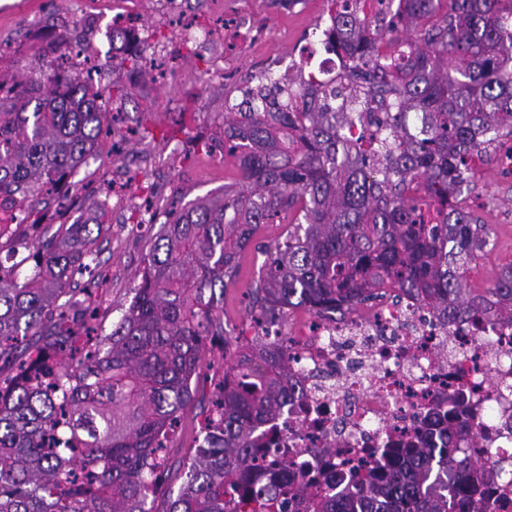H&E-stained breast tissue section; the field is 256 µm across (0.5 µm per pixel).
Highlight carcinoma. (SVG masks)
Here are the masks:
<instances>
[{
  "mask_svg": "<svg viewBox=\"0 0 512 512\" xmlns=\"http://www.w3.org/2000/svg\"><path fill=\"white\" fill-rule=\"evenodd\" d=\"M374 33L342 0L334 20L349 63L321 87L310 71L270 75L224 116V150L243 185L189 206L173 199L128 309L94 335L90 294L100 265L95 225L70 224L28 255L0 263V512H153L165 441L191 402L209 336L224 327V290L261 224L291 219L269 249L248 303L261 328L286 304L321 306L391 282L476 320L512 307V264L481 293L468 272L489 245L485 225L457 199L473 156L512 136V0H380ZM443 24L426 22L442 2ZM421 26L412 63L380 53L395 20ZM104 90L61 68L47 84L0 76V224L42 223L71 201L68 176L109 122ZM439 223H429L431 204ZM284 346L256 336L227 363L177 496L162 512H282L288 485L255 483L256 425L294 395ZM408 472L353 470L356 494L320 489L305 512H457L459 459L434 436L392 447Z\"/></svg>",
  "mask_w": 512,
  "mask_h": 512,
  "instance_id": "1",
  "label": "carcinoma"
}]
</instances>
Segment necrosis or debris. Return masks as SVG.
I'll return each mask as SVG.
<instances>
[{
  "label": "necrosis or debris",
  "mask_w": 512,
  "mask_h": 512,
  "mask_svg": "<svg viewBox=\"0 0 512 512\" xmlns=\"http://www.w3.org/2000/svg\"><path fill=\"white\" fill-rule=\"evenodd\" d=\"M287 334L298 386L258 438L287 451L296 494L315 489L330 456L358 465L368 449L406 440L435 409L462 400L468 410L449 426V445L467 453L479 442L487 465L461 473L457 487L482 481L491 512H512V476L497 467L512 463L511 315L448 321L390 284L361 303L299 311Z\"/></svg>",
  "instance_id": "obj_1"
}]
</instances>
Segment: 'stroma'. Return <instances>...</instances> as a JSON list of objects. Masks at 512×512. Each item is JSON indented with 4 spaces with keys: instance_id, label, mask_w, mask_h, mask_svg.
I'll return each instance as SVG.
<instances>
[{
    "instance_id": "1",
    "label": "stroma",
    "mask_w": 512,
    "mask_h": 512,
    "mask_svg": "<svg viewBox=\"0 0 512 512\" xmlns=\"http://www.w3.org/2000/svg\"><path fill=\"white\" fill-rule=\"evenodd\" d=\"M186 20L213 28L209 43L181 44L177 25L158 8H143L139 28L147 45L139 63L114 36L110 0H0V74L26 81L40 71H56L59 39L84 42L100 65L99 79L110 109L121 111V130L131 136L120 156L110 141L97 143L86 164L73 174L78 203L70 223H84L97 209L106 221L96 243L107 281L99 289L100 335H109L128 308L159 225L165 204L174 197L193 203L238 187L237 158L224 150V101L241 99L247 84L256 82L268 59L293 55L300 32L327 25L326 0H309L306 11L286 14L278 0H182ZM229 9L244 27L260 29V45L240 54L235 74L210 76L215 59L236 44L238 33L219 30L218 16ZM138 166L136 185L122 200L95 193L111 180L115 167ZM155 190L159 214L155 224H139L144 196L140 184ZM464 204L486 226L490 244L468 274L475 290L488 287L504 265L512 262V177L500 173L495 161L479 164ZM285 228L262 227L243 255L240 270L224 291V321L235 332L250 333L248 295L263 261L264 246L279 241ZM226 360L219 340L205 342L193 400L184 410L178 432L167 450L165 491L177 494L180 467L187 452L201 443V422L209 409L215 383Z\"/></svg>"
}]
</instances>
